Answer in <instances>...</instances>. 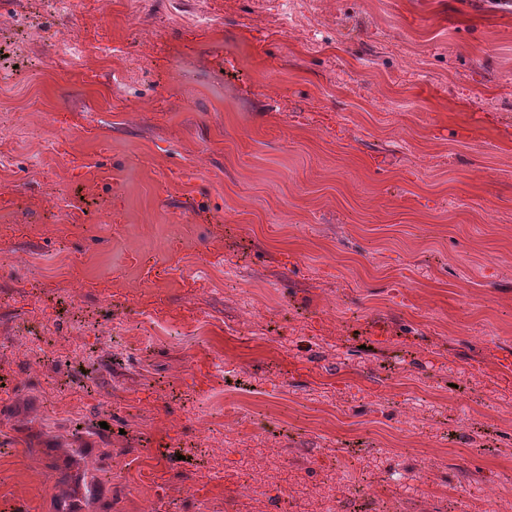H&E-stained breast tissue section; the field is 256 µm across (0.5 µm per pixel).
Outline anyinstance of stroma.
Returning a JSON list of instances; mask_svg holds the SVG:
<instances>
[{
	"instance_id": "1",
	"label": "stroma",
	"mask_w": 512,
	"mask_h": 512,
	"mask_svg": "<svg viewBox=\"0 0 512 512\" xmlns=\"http://www.w3.org/2000/svg\"><path fill=\"white\" fill-rule=\"evenodd\" d=\"M1 74L0 512L512 499V0H0Z\"/></svg>"
}]
</instances>
